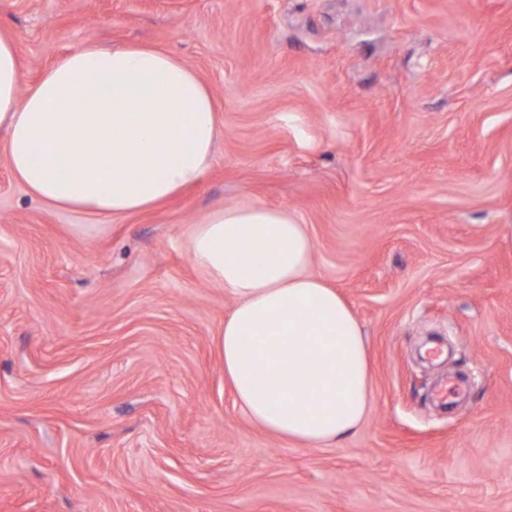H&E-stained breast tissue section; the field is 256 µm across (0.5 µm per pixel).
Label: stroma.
<instances>
[{"label": "stroma", "instance_id": "35a3bbf8", "mask_svg": "<svg viewBox=\"0 0 512 512\" xmlns=\"http://www.w3.org/2000/svg\"><path fill=\"white\" fill-rule=\"evenodd\" d=\"M0 29L28 84L88 42L167 49L222 123L200 185L112 221L0 152V512H512V0H0ZM249 204L306 225L364 329L338 444L234 404L235 300L188 238Z\"/></svg>", "mask_w": 512, "mask_h": 512}]
</instances>
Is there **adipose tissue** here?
<instances>
[{
    "instance_id": "obj_1",
    "label": "adipose tissue",
    "mask_w": 512,
    "mask_h": 512,
    "mask_svg": "<svg viewBox=\"0 0 512 512\" xmlns=\"http://www.w3.org/2000/svg\"><path fill=\"white\" fill-rule=\"evenodd\" d=\"M0 129L14 177L51 209L118 218L198 185L221 131L197 73L148 43H87L23 82L0 32ZM193 265L236 303L218 349L240 410L274 436L336 444L371 406L362 328L310 273L313 241L287 211L261 204L210 212L190 231Z\"/></svg>"
}]
</instances>
